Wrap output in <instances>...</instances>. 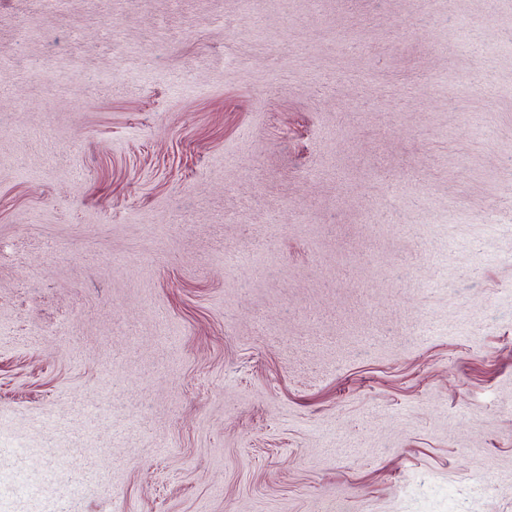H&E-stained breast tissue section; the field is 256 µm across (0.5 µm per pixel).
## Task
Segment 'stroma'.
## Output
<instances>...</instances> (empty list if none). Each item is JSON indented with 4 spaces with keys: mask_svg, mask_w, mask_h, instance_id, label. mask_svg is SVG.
Instances as JSON below:
<instances>
[{
    "mask_svg": "<svg viewBox=\"0 0 512 512\" xmlns=\"http://www.w3.org/2000/svg\"><path fill=\"white\" fill-rule=\"evenodd\" d=\"M2 50L0 512H512V0H0Z\"/></svg>",
    "mask_w": 512,
    "mask_h": 512,
    "instance_id": "obj_1",
    "label": "stroma"
}]
</instances>
